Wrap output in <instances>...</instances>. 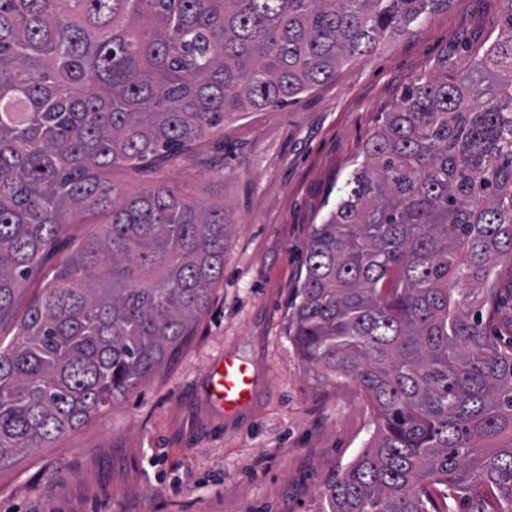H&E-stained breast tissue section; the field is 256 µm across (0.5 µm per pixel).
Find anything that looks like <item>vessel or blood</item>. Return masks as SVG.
<instances>
[{
	"mask_svg": "<svg viewBox=\"0 0 512 512\" xmlns=\"http://www.w3.org/2000/svg\"><path fill=\"white\" fill-rule=\"evenodd\" d=\"M255 391L253 372L233 354H225L209 372V400L225 414H235L249 407L254 401Z\"/></svg>",
	"mask_w": 512,
	"mask_h": 512,
	"instance_id": "vessel-or-blood-1",
	"label": "vessel or blood"
}]
</instances>
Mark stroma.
I'll return each mask as SVG.
<instances>
[{"label": "stroma", "instance_id": "1", "mask_svg": "<svg viewBox=\"0 0 512 512\" xmlns=\"http://www.w3.org/2000/svg\"><path fill=\"white\" fill-rule=\"evenodd\" d=\"M503 11L502 0H447L296 103L229 114L193 154L162 167L115 168L127 189L163 182L223 205L224 277L149 380L0 468V512H319L326 483L364 450L377 415L356 384L311 366L288 339L312 229L405 87L464 70ZM93 230L64 226L21 303ZM228 353L251 365L259 392L236 416L207 394L210 368Z\"/></svg>", "mask_w": 512, "mask_h": 512}]
</instances>
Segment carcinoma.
<instances>
[{
  "label": "carcinoma",
  "instance_id": "cac0c4a2",
  "mask_svg": "<svg viewBox=\"0 0 512 512\" xmlns=\"http://www.w3.org/2000/svg\"><path fill=\"white\" fill-rule=\"evenodd\" d=\"M445 0H0V468L147 379L224 277V207L112 169L161 165L231 112L282 107ZM483 55L418 79L314 225L288 338L380 430L320 512H512V0ZM100 231L24 283L64 225ZM499 306L495 323L489 327L491 335H512V266L504 264L498 268Z\"/></svg>",
  "mask_w": 512,
  "mask_h": 512
}]
</instances>
